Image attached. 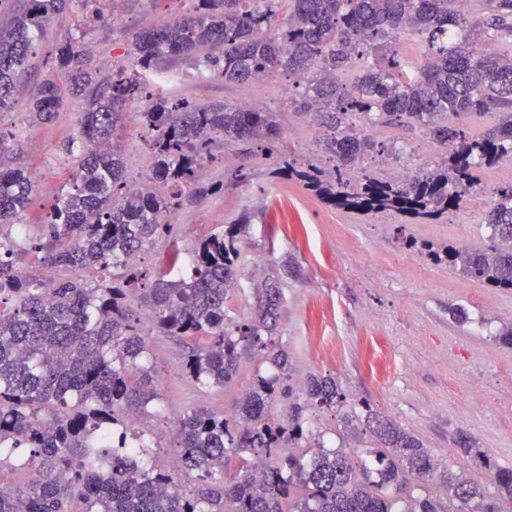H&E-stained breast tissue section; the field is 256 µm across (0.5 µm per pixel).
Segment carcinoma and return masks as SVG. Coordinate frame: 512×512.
Masks as SVG:
<instances>
[{
    "mask_svg": "<svg viewBox=\"0 0 512 512\" xmlns=\"http://www.w3.org/2000/svg\"><path fill=\"white\" fill-rule=\"evenodd\" d=\"M72 2L26 0L0 30V112L13 107L46 23ZM190 2L181 15L140 27L104 83L80 40L66 38L56 47L58 75L30 99L41 121L66 89L84 107L68 190L32 223L36 232L0 241V512H512V469L490 474L497 486L490 496L474 474L438 470L416 435L377 412L364 419L377 445L375 470L319 440L306 455L292 452L308 441L305 413L336 407L339 384L330 374L297 377L274 339L276 282L257 295L253 315H227L247 214L198 239L186 258L174 255L166 269L133 264L145 246L171 236L168 214L214 192L201 168L215 159L217 142L242 159L280 134L268 107L167 98L144 76L160 57L193 59L232 84L277 73L295 79L304 90L288 107L312 117L334 165L283 158L277 174L336 209L431 223L464 207L479 169L512 157V58L485 49L512 38V0H478L472 12L459 0ZM407 28L423 46L410 67L398 48ZM133 103L142 106L153 167L150 183L132 190L117 141ZM482 112L501 118L478 136L458 122ZM351 114L424 128L438 160L391 181L360 172L375 143ZM33 192L26 166L0 167V229L36 210ZM486 225L481 249L446 243L423 255L464 279L512 289V185L500 190ZM30 251L69 276L48 284L29 278L20 263ZM109 267L116 270L109 281L86 278ZM135 303L155 335L184 344L181 368L194 384H231L247 351L276 369L256 376L231 420L204 408L180 416L171 462L145 442L146 431L129 428L150 420L160 399ZM279 394L289 399L285 416L274 412ZM457 444L486 463L468 435ZM30 461L38 478L16 486L10 475Z\"/></svg>",
    "mask_w": 512,
    "mask_h": 512,
    "instance_id": "carcinoma-1",
    "label": "carcinoma"
}]
</instances>
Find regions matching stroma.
Here are the masks:
<instances>
[{"instance_id":"obj_1","label":"stroma","mask_w":512,"mask_h":512,"mask_svg":"<svg viewBox=\"0 0 512 512\" xmlns=\"http://www.w3.org/2000/svg\"><path fill=\"white\" fill-rule=\"evenodd\" d=\"M97 7L103 20L87 32L84 44L104 81L146 18L163 21L186 11L188 4L98 0ZM81 14L77 8L53 16L14 108L0 112V127L16 134L12 155L0 157V163L20 158L35 180L37 203L46 206L61 194L74 167L75 157L66 145L78 135L83 101L65 96L52 120L40 123L28 111L29 98L41 80L54 75L55 47L75 32ZM159 64L161 71L176 75L171 90L177 97L198 104L265 100L279 114L281 138L274 149L291 156L315 155L320 166H328L327 156L317 153L308 119L283 103L293 86L288 77L227 84L200 72L190 59L165 57ZM353 123L364 127L371 139L398 147L399 159L374 154L366 160V167L382 179L397 178L402 167H429L436 159L420 129L367 127L358 117ZM142 132L138 112L129 110L121 145L127 173L137 180L147 178L151 166ZM268 151L265 143L253 146L246 161L249 177L239 183L224 168L223 148H216L217 159L205 165L202 178L223 184V191L171 213L168 221L176 226L175 237L138 253L135 265L152 270L165 266L198 238L248 215L240 286L228 303L229 314L236 320L249 316L258 292L279 278L276 342L304 372L336 376L344 395L336 408L309 411L313 436L323 438L326 446L365 456L368 434L349 433L344 418L370 407L417 435L439 466L461 461L456 439L464 433L495 466L512 468V348L494 339L499 329L512 324V290L462 279L451 267L431 264L401 245L411 237L483 247L485 217L499 191L512 184V160L479 170L476 201L470 207L432 224H406L392 214L364 218L326 205L299 182L279 178ZM455 306L465 308L468 323L452 319L449 310ZM182 354L179 341L156 336L148 355L161 396L151 441L170 455L177 449L172 428L177 417L199 407L233 417L241 389L255 375L271 373L247 353L233 385L200 390L183 377Z\"/></svg>"}]
</instances>
